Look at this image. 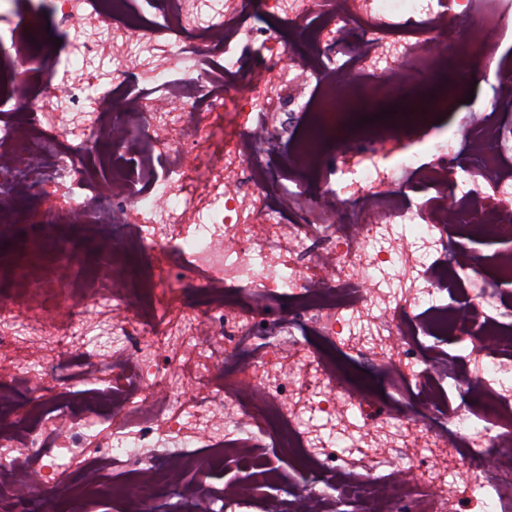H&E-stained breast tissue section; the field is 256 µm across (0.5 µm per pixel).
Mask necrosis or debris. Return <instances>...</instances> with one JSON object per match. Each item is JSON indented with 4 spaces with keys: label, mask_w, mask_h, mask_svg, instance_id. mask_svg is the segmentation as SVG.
<instances>
[{
    "label": "necrosis or debris",
    "mask_w": 512,
    "mask_h": 512,
    "mask_svg": "<svg viewBox=\"0 0 512 512\" xmlns=\"http://www.w3.org/2000/svg\"><path fill=\"white\" fill-rule=\"evenodd\" d=\"M15 2L0 0V236L80 234L47 237L53 274L20 261L0 281V512L53 483L124 512H250L255 483L286 487L267 512H512V250H448L512 241V122L460 113L466 172L447 99L353 124L446 82L455 56L510 74L495 95L511 99L493 0ZM48 15L83 34L45 41L44 73L30 39ZM287 104L303 121L262 160ZM71 360L77 394L56 377ZM362 361L398 396L355 377ZM467 414L477 427L451 431ZM228 469L251 484L212 482Z\"/></svg>",
    "instance_id": "1"
}]
</instances>
